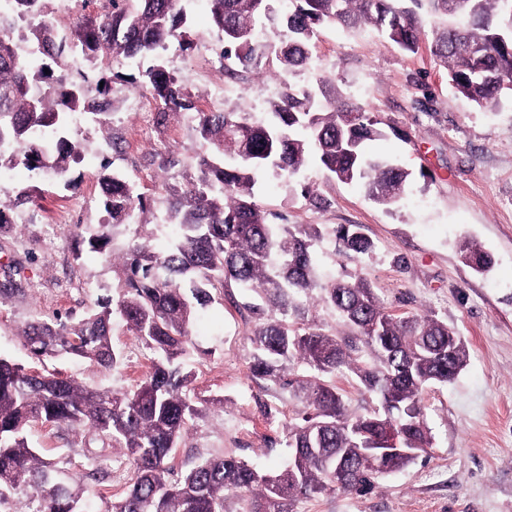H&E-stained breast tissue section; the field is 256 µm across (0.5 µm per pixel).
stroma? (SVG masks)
I'll use <instances>...</instances> for the list:
<instances>
[{"label": "stroma", "mask_w": 512, "mask_h": 512, "mask_svg": "<svg viewBox=\"0 0 512 512\" xmlns=\"http://www.w3.org/2000/svg\"><path fill=\"white\" fill-rule=\"evenodd\" d=\"M186 8L195 43L187 50L170 45L164 60L170 71L186 77L197 110L245 112L263 122L272 101L321 76L332 82L337 97L377 122L383 136L369 143V152L413 175L393 208L376 206L361 185L339 182L314 163L291 179L258 174L254 199L290 230L319 226L313 250L323 279L362 276L391 313L437 315L469 351L455 381L430 385L422 394L433 437L427 453L385 476L370 495L315 497L299 502V512H512V102L481 109L455 91L431 52L440 20L427 6L419 11L424 33L417 52L370 27L351 33L324 25L305 68L288 74L269 56L259 68L238 70L232 78L217 69L218 35L208 0H188ZM124 72L125 80L112 85L110 129L82 120L72 124L68 139L81 158L66 178L22 165L0 173V199L35 190L39 216L35 224L0 226V285H13L0 298V357L111 391L131 389L150 366L148 353L122 320L112 324V343L122 354L113 368L74 357L38 361L20 332L37 316L81 319L98 299L119 289L110 257L133 242L137 227H120L110 253L91 251L89 236L109 220L100 198L102 161L147 199L144 219L158 251L169 245L163 216L173 191L198 173L206 146L184 114L168 113L163 123L151 124L148 139H138L133 100L155 111L160 105L135 82V66ZM115 137L124 142L122 153L112 150ZM311 193L324 199V207L310 205ZM348 224L362 225L373 240L368 257L350 259L335 251L334 232ZM465 240L492 256L490 270L479 273L462 261L459 246ZM260 302L256 293L228 288L215 293L195 320L183 363L209 410L172 451L175 470L217 454L265 471L287 462L284 425L300 404L278 384L253 379L247 367L246 336L254 324L249 307ZM28 441L45 456L68 455L79 464L99 454L110 459V476L90 484L95 512H104L128 486L122 449L90 432L38 426Z\"/></svg>", "instance_id": "35a3bbf8"}]
</instances>
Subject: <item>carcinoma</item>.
Segmentation results:
<instances>
[{"label": "carcinoma", "instance_id": "cac0c4a2", "mask_svg": "<svg viewBox=\"0 0 512 512\" xmlns=\"http://www.w3.org/2000/svg\"><path fill=\"white\" fill-rule=\"evenodd\" d=\"M419 0H292L277 20L269 0H209L211 19L223 43L220 57L244 68L259 66L256 32L282 22L291 37L272 46L280 66L293 71L311 60L317 27L347 30L372 27L402 49L415 52L422 35L417 13L405 2ZM47 0H0V170L19 162L49 167L65 176L78 147L60 135L76 112L98 124L112 113L114 66L150 60L139 69L162 110L195 108L186 80L167 69L160 48L192 45L186 0H109L110 14L84 18L73 29L70 47L80 49L89 72L103 86L80 106L84 86L57 88L45 69L61 64L65 45L55 41ZM435 15L462 18V26L433 30L432 53L448 70L456 91L480 108L512 97V0H429ZM28 25L29 41L43 48L41 64L23 53L12 37L14 19ZM196 131L208 154L190 187L174 195L164 223L174 227L162 254L147 244L125 253L124 288L117 298L76 322L58 317L26 325L25 341L39 361L72 355L100 366H116L112 319L119 317L142 348L153 355L150 371L132 391H101L0 357V512H92L84 477L68 460L45 459L30 448L34 424L88 427L102 441L125 449L131 465L125 495L107 512H294L302 499L336 493L366 496L385 475L415 462L432 445L421 405L423 390L451 383L467 365L466 343L436 316L391 314L362 277L323 282L311 250L316 227L292 232L270 221L253 201L258 173L295 176L310 159L344 183H360L369 200L389 209L402 198L410 173L368 157L365 145L382 137L359 108L336 99L325 80L297 89L271 104L269 118L250 120L245 112H198ZM104 209L112 223L88 240L102 252L114 229L139 223L144 196L113 174L101 177ZM34 204L19 191L0 201L6 213ZM338 251L358 258L373 251L359 224L340 226ZM462 260L485 272L491 259L477 245H460ZM235 286L255 292L264 306H250L258 322L248 334L252 377L286 386L305 412L288 424V465L276 472L234 457H201L175 478L169 458L177 441L203 418L205 409L189 395L192 373L181 367L190 342V324L214 300L213 290ZM317 300L350 329L338 336L309 317L308 299ZM302 363L307 373L294 375ZM347 371L377 398L378 406L358 413L327 377ZM398 446L388 445L391 435Z\"/></svg>", "mask_w": 512, "mask_h": 512}]
</instances>
